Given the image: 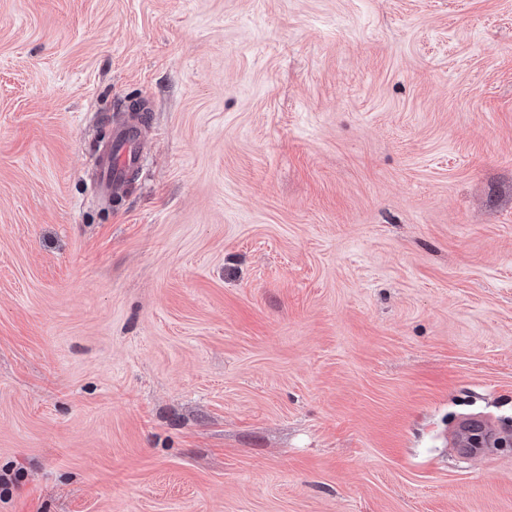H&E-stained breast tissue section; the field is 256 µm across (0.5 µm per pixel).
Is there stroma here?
<instances>
[{"label": "stroma", "mask_w": 512, "mask_h": 512, "mask_svg": "<svg viewBox=\"0 0 512 512\" xmlns=\"http://www.w3.org/2000/svg\"><path fill=\"white\" fill-rule=\"evenodd\" d=\"M471 418L512 437V0H0V512H512ZM142 162L141 130L124 121H113L112 138L98 156L92 194L112 202L125 192Z\"/></svg>", "instance_id": "stroma-1"}]
</instances>
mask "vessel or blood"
Segmentation results:
<instances>
[{"mask_svg":"<svg viewBox=\"0 0 512 512\" xmlns=\"http://www.w3.org/2000/svg\"><path fill=\"white\" fill-rule=\"evenodd\" d=\"M143 162L141 131L124 121L112 124V138L98 156L93 195L105 202L121 196Z\"/></svg>","mask_w":512,"mask_h":512,"instance_id":"obj_1","label":"vessel or blood"}]
</instances>
